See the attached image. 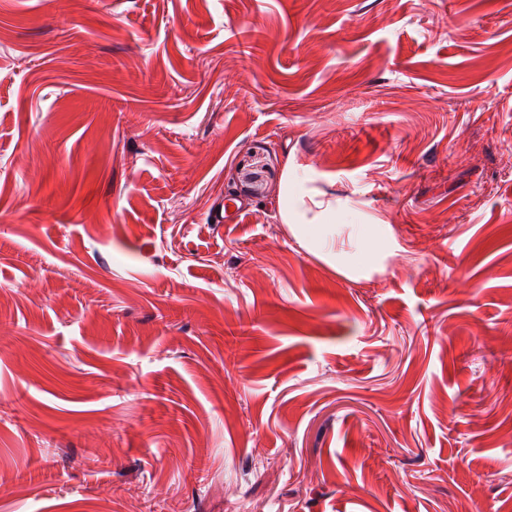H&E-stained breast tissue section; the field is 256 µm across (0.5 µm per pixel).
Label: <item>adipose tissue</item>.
Here are the masks:
<instances>
[{
	"instance_id": "ef3b65f1",
	"label": "adipose tissue",
	"mask_w": 512,
	"mask_h": 512,
	"mask_svg": "<svg viewBox=\"0 0 512 512\" xmlns=\"http://www.w3.org/2000/svg\"><path fill=\"white\" fill-rule=\"evenodd\" d=\"M277 208L300 243L346 277L368 276L393 253L386 225L343 223L335 200L298 187L294 165L285 168Z\"/></svg>"
}]
</instances>
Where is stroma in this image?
Wrapping results in <instances>:
<instances>
[{
	"label": "stroma",
	"mask_w": 512,
	"mask_h": 512,
	"mask_svg": "<svg viewBox=\"0 0 512 512\" xmlns=\"http://www.w3.org/2000/svg\"><path fill=\"white\" fill-rule=\"evenodd\" d=\"M464 501L512 512V0H0V512ZM296 167L288 162L277 208L282 224L300 243L336 271L349 278L368 276L393 254L384 224H338L343 218L336 199H327L317 187L297 188Z\"/></svg>",
	"instance_id": "35a3bbf8"
}]
</instances>
